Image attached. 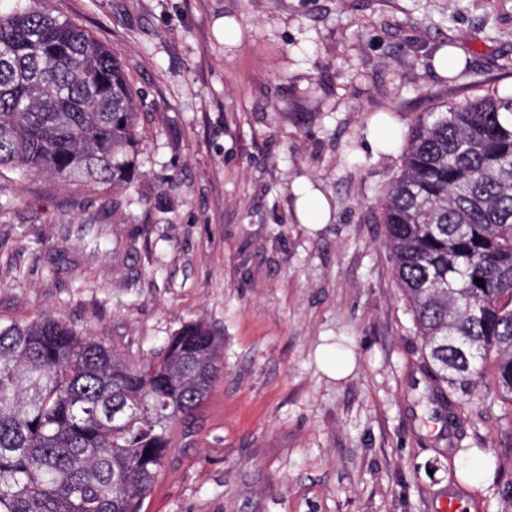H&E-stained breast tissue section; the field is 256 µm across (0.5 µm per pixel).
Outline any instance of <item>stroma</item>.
Returning a JSON list of instances; mask_svg holds the SVG:
<instances>
[{
	"label": "stroma",
	"mask_w": 512,
	"mask_h": 512,
	"mask_svg": "<svg viewBox=\"0 0 512 512\" xmlns=\"http://www.w3.org/2000/svg\"><path fill=\"white\" fill-rule=\"evenodd\" d=\"M124 66L140 174L110 256L49 264L81 191L0 184V318L47 315L143 363L190 323L224 339L204 404L172 425L143 512H512V405L430 378L383 244L381 199L426 112L512 93V0H48ZM463 52L454 77L441 46ZM308 181L332 219L296 215ZM342 349L335 379L318 348ZM488 475L463 479L474 458ZM385 120L384 124L381 120L378 122L376 133L371 141L381 151H392L400 142V134L387 119Z\"/></svg>",
	"instance_id": "1"
}]
</instances>
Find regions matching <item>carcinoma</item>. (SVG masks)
Returning <instances> with one entry per match:
<instances>
[{
  "label": "carcinoma",
  "instance_id": "obj_1",
  "mask_svg": "<svg viewBox=\"0 0 512 512\" xmlns=\"http://www.w3.org/2000/svg\"><path fill=\"white\" fill-rule=\"evenodd\" d=\"M138 109L76 20L44 0L0 10V173L109 189V217L136 173ZM382 221L431 377L468 394L490 376L512 403V95L425 113ZM223 350L193 323L139 364L51 317L0 319V512H142L170 425L208 396Z\"/></svg>",
  "mask_w": 512,
  "mask_h": 512
}]
</instances>
